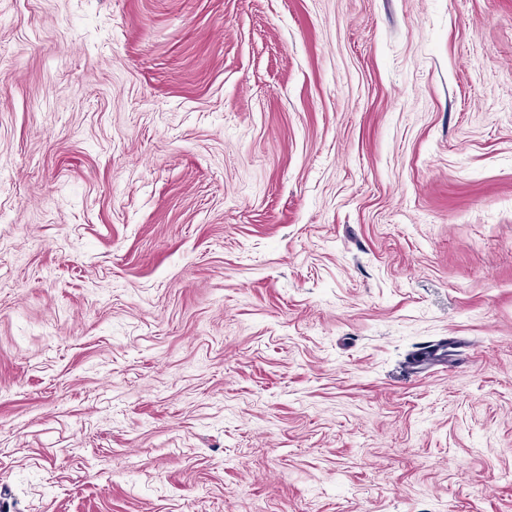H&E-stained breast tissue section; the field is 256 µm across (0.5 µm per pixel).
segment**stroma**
I'll return each mask as SVG.
<instances>
[{
  "label": "stroma",
  "mask_w": 512,
  "mask_h": 512,
  "mask_svg": "<svg viewBox=\"0 0 512 512\" xmlns=\"http://www.w3.org/2000/svg\"><path fill=\"white\" fill-rule=\"evenodd\" d=\"M0 512H512V0H0Z\"/></svg>",
  "instance_id": "35a3bbf8"
}]
</instances>
